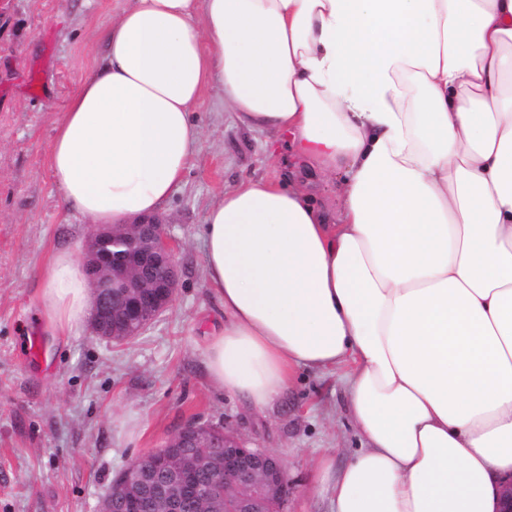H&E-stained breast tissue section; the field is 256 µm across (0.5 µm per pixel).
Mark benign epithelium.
<instances>
[{
	"label": "benign epithelium",
	"mask_w": 512,
	"mask_h": 512,
	"mask_svg": "<svg viewBox=\"0 0 512 512\" xmlns=\"http://www.w3.org/2000/svg\"><path fill=\"white\" fill-rule=\"evenodd\" d=\"M84 263L94 291L93 335L125 343L172 304L180 279L175 239L157 214L128 225H95ZM184 448H201L191 461ZM201 467L210 478L198 476ZM288 474L280 459L236 434L190 419L159 448L132 459L99 512H286Z\"/></svg>",
	"instance_id": "obj_1"
}]
</instances>
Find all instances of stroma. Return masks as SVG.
<instances>
[{"mask_svg":"<svg viewBox=\"0 0 512 512\" xmlns=\"http://www.w3.org/2000/svg\"><path fill=\"white\" fill-rule=\"evenodd\" d=\"M127 0H0V512H97L113 478L188 419L223 426L276 454L288 512H330L314 463L345 462L362 440L343 369L297 370L256 412L213 387L205 366L224 308L205 283L202 229L216 197L245 178L304 177L268 134L240 124L208 89L194 117L200 148L162 216L181 239L176 297L125 345L88 327L57 341L39 321L41 271L54 249L81 253L91 226L67 211L49 154L54 130L105 52ZM42 340L32 360V336Z\"/></svg>","mask_w":512,"mask_h":512,"instance_id":"stroma-1","label":"stroma"}]
</instances>
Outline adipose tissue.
I'll use <instances>...</instances> for the list:
<instances>
[{
  "label": "adipose tissue",
  "instance_id": "obj_1",
  "mask_svg": "<svg viewBox=\"0 0 512 512\" xmlns=\"http://www.w3.org/2000/svg\"><path fill=\"white\" fill-rule=\"evenodd\" d=\"M71 96L49 166L93 224L158 213L217 87L319 176L211 205L224 308L212 384L264 411L295 369L345 367L363 446L318 462L332 512H497L512 477V0H131ZM57 336L91 316L69 249L42 271Z\"/></svg>",
  "mask_w": 512,
  "mask_h": 512
}]
</instances>
